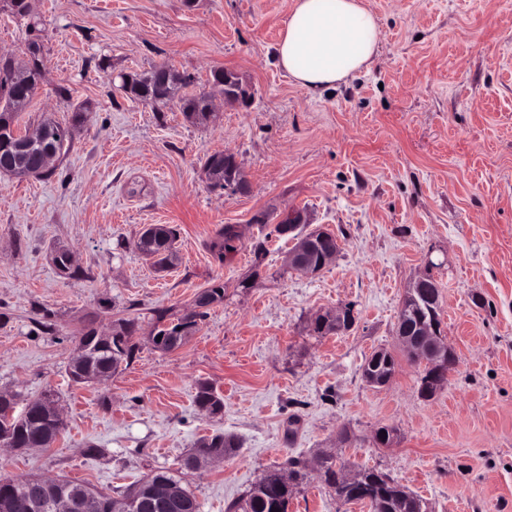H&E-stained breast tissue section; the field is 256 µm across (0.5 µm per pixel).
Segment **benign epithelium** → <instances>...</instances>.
<instances>
[{
  "instance_id": "7a95c632",
  "label": "benign epithelium",
  "mask_w": 512,
  "mask_h": 512,
  "mask_svg": "<svg viewBox=\"0 0 512 512\" xmlns=\"http://www.w3.org/2000/svg\"><path fill=\"white\" fill-rule=\"evenodd\" d=\"M221 96L226 104H245L251 98L248 83L238 72L224 76V84L218 86ZM234 168L231 179L224 182V186L238 193H246L250 184L243 174L241 163L233 153H227ZM305 246L288 253L287 267L290 270L303 273H312V268L305 258ZM346 309L336 311L328 310L315 316L310 322V328L316 335H329L343 331ZM396 335L402 348L416 361L427 365L430 375L427 386L431 393H437L443 386V366L455 361L454 353L447 349V342L443 336L442 321L436 319L420 325L416 329L400 323ZM54 512H87L86 503L73 500L67 496H59L52 503Z\"/></svg>"
}]
</instances>
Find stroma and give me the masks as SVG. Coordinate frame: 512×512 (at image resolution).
Listing matches in <instances>:
<instances>
[{"instance_id":"1","label":"stroma","mask_w":512,"mask_h":512,"mask_svg":"<svg viewBox=\"0 0 512 512\" xmlns=\"http://www.w3.org/2000/svg\"><path fill=\"white\" fill-rule=\"evenodd\" d=\"M363 2L379 23L377 53L327 96L275 64L293 0H33L35 30L0 0V54L23 59L36 37L44 61L16 131L88 105L51 177L0 174V392L24 404L54 393L66 424L51 447L0 449V476L114 494L164 469L200 512H225L294 456L307 476L288 512H372L321 481L331 455L388 474L430 512H512V0ZM164 65L191 76L193 93L212 92L213 70L237 71L252 101L215 99V122L196 125L178 101L151 106L121 90L119 73ZM225 150L249 193L206 179L203 159ZM298 209L340 246L316 274L286 269L293 240L265 234ZM156 224L178 231L165 271L134 247ZM227 225L235 250L220 262L210 244ZM59 247L84 278L60 274ZM424 273L457 358L430 399L406 359L387 386L362 376L374 351L397 350L401 301ZM216 280L224 299L198 331L155 349L152 310L182 315ZM346 305L350 330L310 332L316 314ZM46 311L51 335L36 330ZM132 318L135 359L105 383L73 384L82 328ZM202 382L223 413L197 407ZM383 427L398 432L392 447L373 442ZM218 433L235 451L184 469ZM91 442L100 455H87Z\"/></svg>"}]
</instances>
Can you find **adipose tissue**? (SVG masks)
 <instances>
[{"instance_id": "ef3b65f1", "label": "adipose tissue", "mask_w": 512, "mask_h": 512, "mask_svg": "<svg viewBox=\"0 0 512 512\" xmlns=\"http://www.w3.org/2000/svg\"><path fill=\"white\" fill-rule=\"evenodd\" d=\"M378 42L377 19L363 0H294L274 58L299 87L321 93L366 70Z\"/></svg>"}]
</instances>
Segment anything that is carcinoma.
Returning <instances> with one entry per match:
<instances>
[{"mask_svg": "<svg viewBox=\"0 0 512 512\" xmlns=\"http://www.w3.org/2000/svg\"><path fill=\"white\" fill-rule=\"evenodd\" d=\"M31 57L23 69H15L6 63L0 65V173L15 176L30 174L49 177L53 170L42 171L41 157L44 150L51 147L66 155L73 140L74 129L83 119L82 109L72 112L70 121L63 125L46 117L36 129V135H21L13 129L14 114L24 110L34 95L43 76L41 48L34 41L29 45ZM190 85V78L172 66H161L149 72L134 73L132 79L123 84V89L130 98L146 104L159 105L171 100L173 90H181ZM211 97L205 93L184 94L179 97L181 111L186 119L194 123L208 121L207 112ZM205 174L214 170L221 172L222 177L210 182L214 188H224L227 167L224 165V154L214 153L207 156L202 164ZM221 241L213 244L219 261H224V254L234 250L232 242L236 238L233 228L227 227L221 233ZM177 238V230L167 225L148 229L135 244L136 249L144 256L155 260L161 268L171 266L170 259L174 255L173 244ZM57 269L68 278L79 279L84 272L73 265L70 254L65 250L56 253ZM207 298L197 301L193 309L176 317L167 309L152 310L154 329L152 342L156 348L169 352L181 347L193 334L198 322L207 316L209 307L224 299V284L215 282L206 288ZM425 298L422 305L400 308L398 319L417 325L431 318L434 308L432 304L439 297L438 287L434 280H428L425 286ZM116 338L104 341L95 328L88 326L78 338L84 349L82 367L69 366V376L77 384L82 383L81 371L101 372L107 376L116 374L124 365L130 364L135 358L137 345L132 337L137 331V323L133 319H119L114 324ZM397 366L396 356L388 350L374 352L365 360L363 375H376L390 379ZM199 408L210 414H218L224 404L213 389L203 383L196 394ZM14 396L0 392V438L11 440L14 448H48L63 433L64 422L59 413L53 410L52 403L36 402L29 405L22 413L15 411ZM236 447L234 439L217 434L204 441L197 451L210 455L222 456ZM288 482L281 481L283 470L267 472L264 477L250 488L242 498L228 504L227 512H288L289 500L293 488L306 476V465L299 458L287 460ZM321 476L324 482L334 490L336 497L345 503L367 502L373 512H414L413 506L406 502L410 494L404 486L375 469H360L361 481L357 485L345 484L338 480L336 465L333 458L325 457L321 462ZM177 484L170 473L157 470L122 495L114 497L108 493L90 488L86 485L66 480L47 491H42L35 479L13 480L0 477V512H49L43 505L34 502L39 494L53 497L59 492L75 493L87 499L91 512H142V505L150 498L165 493L168 487Z\"/></svg>", "mask_w": 512, "mask_h": 512, "instance_id": "cac0c4a2", "label": "carcinoma"}]
</instances>
